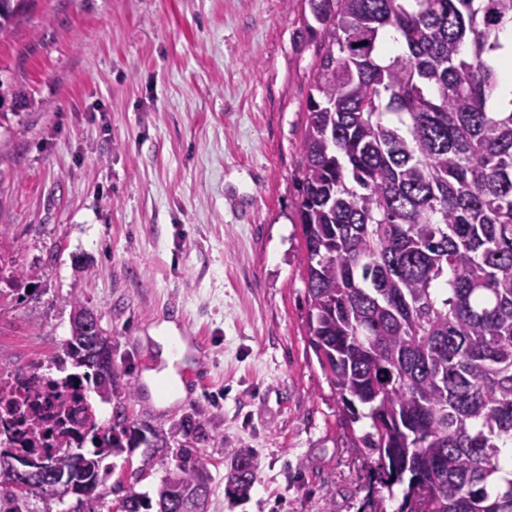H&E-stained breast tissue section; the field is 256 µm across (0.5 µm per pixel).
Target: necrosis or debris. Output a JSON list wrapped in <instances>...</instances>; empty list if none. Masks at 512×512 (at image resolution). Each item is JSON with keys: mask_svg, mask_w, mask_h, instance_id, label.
<instances>
[{"mask_svg": "<svg viewBox=\"0 0 512 512\" xmlns=\"http://www.w3.org/2000/svg\"><path fill=\"white\" fill-rule=\"evenodd\" d=\"M92 422L83 390L62 380L50 362L0 366V446L51 461L80 443Z\"/></svg>", "mask_w": 512, "mask_h": 512, "instance_id": "obj_1", "label": "necrosis or debris"}]
</instances>
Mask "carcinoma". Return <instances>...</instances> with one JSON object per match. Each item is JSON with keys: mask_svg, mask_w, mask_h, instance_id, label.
I'll return each instance as SVG.
<instances>
[{"mask_svg": "<svg viewBox=\"0 0 512 512\" xmlns=\"http://www.w3.org/2000/svg\"><path fill=\"white\" fill-rule=\"evenodd\" d=\"M35 0H0V38ZM319 25L306 102L297 210L307 331L376 482L405 486L397 512H512V99L499 93L500 36L512 0H307ZM402 51L383 54L388 34ZM73 368L103 403L131 383L76 338ZM198 425L165 437L118 411L97 446L35 461L24 492L71 487L84 512L109 505L104 456L178 442L155 497L133 484L120 512H205L208 460ZM257 480L253 453H230L227 490Z\"/></svg>", "mask_w": 512, "mask_h": 512, "instance_id": "carcinoma-1", "label": "carcinoma"}]
</instances>
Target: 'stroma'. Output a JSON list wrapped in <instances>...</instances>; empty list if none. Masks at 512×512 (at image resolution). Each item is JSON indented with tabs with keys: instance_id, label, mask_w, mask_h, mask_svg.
<instances>
[{
	"instance_id": "obj_1",
	"label": "stroma",
	"mask_w": 512,
	"mask_h": 512,
	"mask_svg": "<svg viewBox=\"0 0 512 512\" xmlns=\"http://www.w3.org/2000/svg\"><path fill=\"white\" fill-rule=\"evenodd\" d=\"M306 0H36L0 40V241L36 291L0 312V365L70 335L79 294L138 387L127 413L159 431L199 422L207 512H386L307 333L301 144L316 41ZM199 336L207 381L166 406L152 375L181 372L159 335ZM250 449L248 498L224 460ZM175 452L107 457L104 489L155 486Z\"/></svg>"
}]
</instances>
